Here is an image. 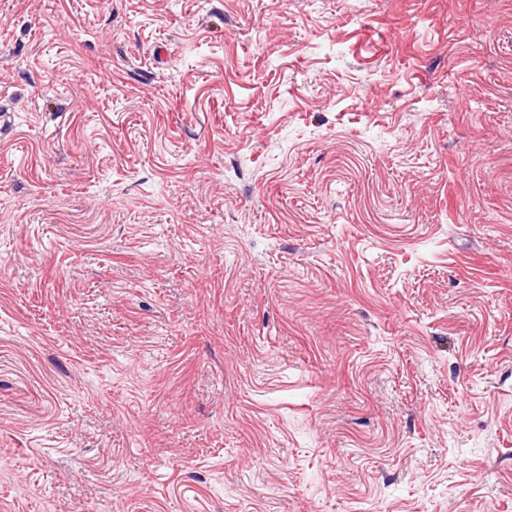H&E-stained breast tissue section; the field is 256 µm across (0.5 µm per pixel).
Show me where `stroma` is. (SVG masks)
Segmentation results:
<instances>
[{"label": "stroma", "mask_w": 512, "mask_h": 512, "mask_svg": "<svg viewBox=\"0 0 512 512\" xmlns=\"http://www.w3.org/2000/svg\"><path fill=\"white\" fill-rule=\"evenodd\" d=\"M0 512H512V0H0Z\"/></svg>", "instance_id": "obj_1"}]
</instances>
